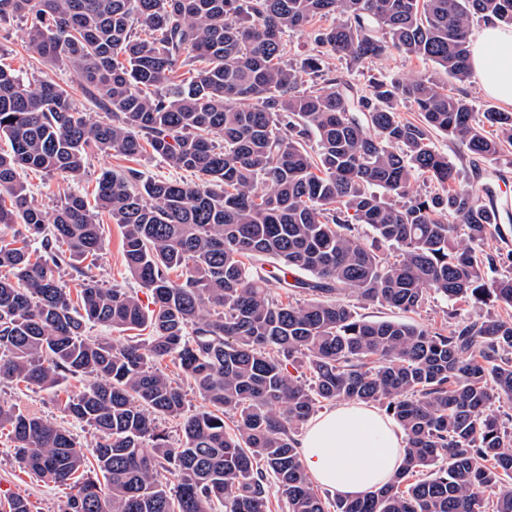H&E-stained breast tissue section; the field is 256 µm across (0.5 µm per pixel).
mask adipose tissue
<instances>
[{"label": "adipose tissue", "instance_id": "1", "mask_svg": "<svg viewBox=\"0 0 512 512\" xmlns=\"http://www.w3.org/2000/svg\"><path fill=\"white\" fill-rule=\"evenodd\" d=\"M470 50L471 68L483 92L512 105V28L485 23L473 36ZM297 442L312 482L355 498L392 477L403 458L405 435L377 407L343 402L311 420Z\"/></svg>", "mask_w": 512, "mask_h": 512}]
</instances>
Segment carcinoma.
Masks as SVG:
<instances>
[{
  "label": "carcinoma",
  "instance_id": "1",
  "mask_svg": "<svg viewBox=\"0 0 512 512\" xmlns=\"http://www.w3.org/2000/svg\"><path fill=\"white\" fill-rule=\"evenodd\" d=\"M15 18L47 69L74 72L104 112L95 119L51 78L32 84L0 64V229L28 231L0 233L10 272L0 276V380L49 390L95 378L65 409L97 435L99 478H84L70 431L0 403L18 462L73 481L62 512H269L275 492L288 512H512V435L494 412L512 401V272L489 278L512 252L481 249L491 228L481 188L431 140L442 132L491 159L512 147V111L490 107L476 122L468 97L423 77L363 92L323 59L363 64L392 50L465 82L473 20L512 24V0H0V23ZM307 26L322 53L290 66L283 31ZM193 59L203 66L192 79H174ZM306 76L317 80L308 91ZM403 104L419 121L401 116ZM146 145L197 180L104 171L96 209L70 193L49 214L20 177L75 180L95 151L135 158ZM419 178L432 190L411 191ZM99 211L120 226L126 270L153 308L91 275L72 300L64 273L100 251ZM265 259L270 279L256 270ZM272 280L306 299L272 297ZM346 292L403 312L434 293L508 314L445 334L368 320ZM88 323L148 336L116 345L85 336ZM164 358L207 407L186 408L156 367ZM341 400L383 408L406 448L387 485L329 507L295 433ZM160 417L179 420V442Z\"/></svg>",
  "mask_w": 512,
  "mask_h": 512
}]
</instances>
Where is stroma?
<instances>
[{"mask_svg": "<svg viewBox=\"0 0 512 512\" xmlns=\"http://www.w3.org/2000/svg\"><path fill=\"white\" fill-rule=\"evenodd\" d=\"M26 25L13 20L0 25V62L11 65L23 78H42L47 75L44 65L26 41ZM328 66L333 73H345L358 88L366 89L372 78H405L422 76L442 85H456L460 93L466 94L475 112L495 106V99L486 96L478 78H470L461 84H454L452 78L435 63L425 59H406L390 53L372 63L347 67L344 62L329 58ZM433 142L438 150L447 154L457 170L468 180L495 183L500 200H512V150L487 160L469 154L459 143L448 140L441 133L434 134ZM130 168L141 170L144 175L167 180L188 179V172L170 168L162 161L143 155L129 159L121 155L95 153L88 158L84 174L77 180L64 181L59 176L43 172L28 171L22 178L30 193L47 212H54L64 193L74 192L86 198H93L97 179L102 172H122ZM98 221L103 226V245L93 266L87 272L108 288H125L138 291L139 285L126 271L122 256V234L118 225L113 224L106 213H99ZM348 302L358 314L370 320L403 319L428 328L455 327L469 320L501 314L498 306H472L455 304L430 295L426 304L415 313H403L388 307L372 305L349 297ZM91 382L90 377H70L53 390H45L24 382L0 381V401L15 405L23 411L42 416L49 422L68 428L84 447L92 451L96 435L91 428L73 422L65 411L69 395L79 392ZM71 488L44 481L31 471L23 468L15 458L14 442L7 430H0V500L14 496L25 497L31 512H59Z\"/></svg>", "mask_w": 512, "mask_h": 512, "instance_id": "35a3bbf8", "label": "stroma"}]
</instances>
